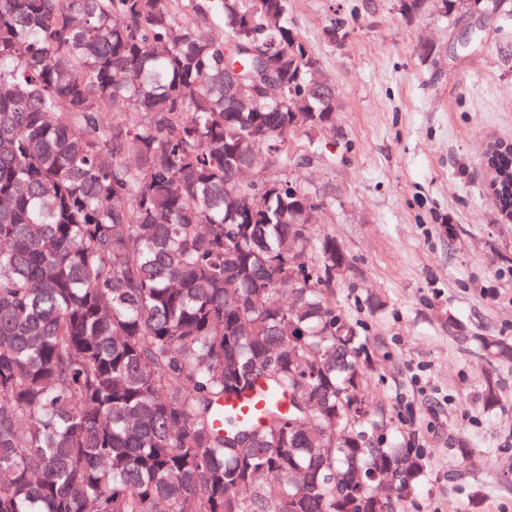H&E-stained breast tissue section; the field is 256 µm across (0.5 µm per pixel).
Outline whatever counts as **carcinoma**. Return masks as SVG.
I'll return each mask as SVG.
<instances>
[{"instance_id":"obj_1","label":"carcinoma","mask_w":512,"mask_h":512,"mask_svg":"<svg viewBox=\"0 0 512 512\" xmlns=\"http://www.w3.org/2000/svg\"><path fill=\"white\" fill-rule=\"evenodd\" d=\"M261 68L277 92L238 96ZM315 75L288 0H0V512H403L426 455L336 307L323 196L234 180L335 130ZM490 161L512 205V143ZM477 340L495 411L512 336ZM259 398L260 397L253 395L246 398L232 400L226 404L225 412H230L240 419H256L264 407V401Z\"/></svg>"}]
</instances>
